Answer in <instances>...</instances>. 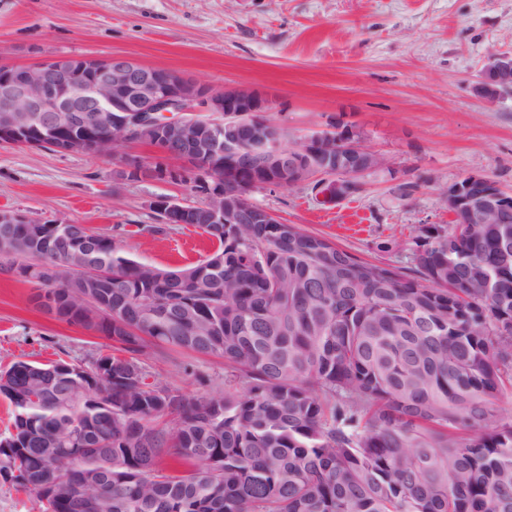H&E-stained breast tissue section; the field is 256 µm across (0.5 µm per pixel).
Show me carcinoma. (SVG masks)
<instances>
[{
  "instance_id": "1",
  "label": "carcinoma",
  "mask_w": 512,
  "mask_h": 512,
  "mask_svg": "<svg viewBox=\"0 0 512 512\" xmlns=\"http://www.w3.org/2000/svg\"><path fill=\"white\" fill-rule=\"evenodd\" d=\"M239 181L257 169L225 155ZM194 188L224 182L197 167ZM152 234L171 228L153 208ZM189 223L218 248L160 269L84 224L0 225V273L56 304L57 320L100 333L115 352L112 392L83 403L17 361L0 372L12 423L0 453L37 512H512V222L434 225L413 274L361 259L295 224ZM101 263L96 324L70 309L80 272ZM485 281L487 288H475ZM224 359V391L188 394L142 356ZM78 423L98 455L72 453ZM167 467H159L160 463Z\"/></svg>"
}]
</instances>
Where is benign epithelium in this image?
Instances as JSON below:
<instances>
[{
  "mask_svg": "<svg viewBox=\"0 0 512 512\" xmlns=\"http://www.w3.org/2000/svg\"><path fill=\"white\" fill-rule=\"evenodd\" d=\"M512 91V53H494L480 71L475 92L493 102ZM273 101L248 89L215 91L208 85L174 71L144 66L125 56L105 59L61 57L27 66H0V136L13 143L22 135L39 132L50 137L67 136L66 151L110 155L142 129L155 132L153 155L140 159L141 179H155V164L165 179L181 180L193 170L184 146L197 141V122H208V146L212 154L257 158L268 172L287 175V180L255 183L230 192L210 187L194 194L203 197L218 224L242 223L241 212L250 194L260 188H285L319 177L316 185L328 201L357 191L360 180L386 166L381 154L361 145L346 131L325 132L305 138L282 152L284 131L263 118ZM182 113L170 120L167 115ZM106 121L108 135L82 136L88 125ZM337 151L354 159V167L335 170L319 165ZM453 224H499L501 212L512 210V191L502 189L483 174H468L448 185L445 195ZM111 367L74 379L79 392L92 396L104 390L103 378Z\"/></svg>",
  "mask_w": 512,
  "mask_h": 512,
  "instance_id": "7a95c632",
  "label": "benign epithelium"
}]
</instances>
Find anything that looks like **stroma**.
<instances>
[{
    "label": "stroma",
    "instance_id": "35a3bbf8",
    "mask_svg": "<svg viewBox=\"0 0 512 512\" xmlns=\"http://www.w3.org/2000/svg\"><path fill=\"white\" fill-rule=\"evenodd\" d=\"M512 52V0H0V64L126 55L224 90L276 99L268 118L288 142L347 130L385 168L325 202L306 180L250 199L280 222L330 238L377 264L413 267L412 241L450 223L452 182L480 173L512 188V93L487 102L476 78ZM110 156L0 142V209L31 222L84 224L161 268L198 262L202 229L147 232L159 196L182 185L123 176ZM32 285L0 273V369L25 360H88L109 341L46 315ZM161 382L198 393L224 387V361L170 353L149 360Z\"/></svg>",
    "mask_w": 512,
    "mask_h": 512
}]
</instances>
